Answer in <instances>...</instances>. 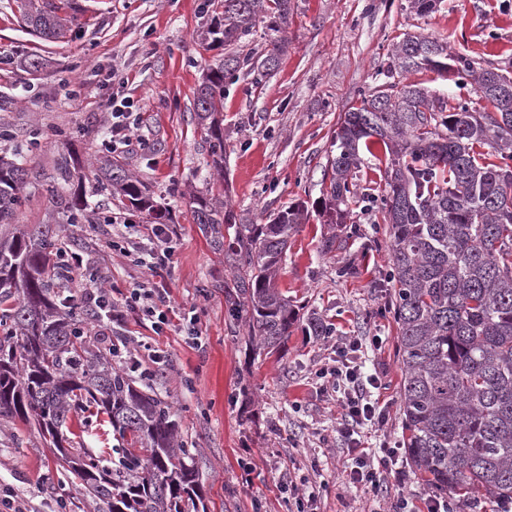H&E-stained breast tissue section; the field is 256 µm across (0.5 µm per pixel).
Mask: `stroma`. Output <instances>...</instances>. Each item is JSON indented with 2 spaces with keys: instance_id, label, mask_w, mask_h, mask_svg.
I'll list each match as a JSON object with an SVG mask.
<instances>
[{
  "instance_id": "stroma-1",
  "label": "stroma",
  "mask_w": 512,
  "mask_h": 512,
  "mask_svg": "<svg viewBox=\"0 0 512 512\" xmlns=\"http://www.w3.org/2000/svg\"><path fill=\"white\" fill-rule=\"evenodd\" d=\"M74 25L48 41L27 29L15 0H0V152L27 151V166L50 177L61 155L78 167L88 158L123 161L170 212L176 246L171 271L158 279L169 288L176 313L198 311L205 342L186 344L179 326L155 334L150 323L128 315L122 335L156 344L170 364L149 385L170 407L178 440L189 448L207 512H386L390 500L414 504L433 491L401 464L403 480L381 471L376 488L353 487L344 472L353 465L337 433L341 410L322 392L315 371L331 362L330 343L309 335L305 322L292 329L284 352L252 349L243 319L230 315L225 283L234 278L224 255L193 218V198L227 200L244 223L263 224L297 202L309 212L288 242L277 268L278 288L306 311L331 324L335 335L361 337L363 376L379 377L375 396L387 408L383 424L361 430L367 452L401 443V370L396 325L386 308L383 283L390 242L381 215L367 198L351 200L345 248L326 253L330 227L314 208L322 195L333 137L341 115L359 105L385 70L405 33L447 40L452 54L475 68L512 72V0H439L420 16L408 0H291L288 50L272 75L242 71L228 85L218 116L224 127V170L211 165L209 147L194 120V100L204 72L228 49L204 35L220 0H52ZM39 59L41 67L26 68ZM408 81L484 109L471 79L429 70ZM139 115L141 144L113 143V99ZM17 221L62 224L85 252L111 254L112 298L121 301L142 271L110 241L138 237L143 214H130L118 197L88 194L79 224L53 202L45 186L29 184ZM116 219L104 225V217ZM69 445L109 455L118 440L94 408L73 417ZM295 487L278 489L280 472ZM0 491L32 501L39 512H93L75 477L33 426L0 418Z\"/></svg>"
}]
</instances>
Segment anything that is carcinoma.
Here are the masks:
<instances>
[{
  "label": "carcinoma",
  "mask_w": 512,
  "mask_h": 512,
  "mask_svg": "<svg viewBox=\"0 0 512 512\" xmlns=\"http://www.w3.org/2000/svg\"><path fill=\"white\" fill-rule=\"evenodd\" d=\"M25 24L52 38L63 28L56 6L19 0ZM222 19L207 30L212 41L233 45L267 22L269 49L251 63L234 54L209 69L195 98L212 166L224 167V129L215 117L224 84L245 65L273 71L288 51L291 0H222ZM451 69L473 78L489 111L452 105L402 75ZM382 83L340 117L336 155L322 201L327 222L344 224L342 208L358 194L357 172L381 146L388 155L380 203L391 243L389 307L397 323L402 373L401 415L405 454L415 474L439 492L479 494L495 505L512 503V77L477 70L448 52V43L405 34ZM488 145L502 163L474 150ZM41 174L15 156L0 155V417L34 424L49 438L91 498L95 512H189L203 502L199 476L176 444V421L167 403L112 368L79 331L87 307L65 295V242L56 224L15 228L23 187ZM95 184L160 224L166 212L149 188L121 162L105 159ZM69 213L84 217L83 194L65 198ZM195 223L234 269L226 298L245 317L248 340L282 352L300 312L276 287L275 272L288 241L307 216L300 202L267 224H239L224 202L195 198ZM91 405L107 416L121 447L103 460L65 448L73 413Z\"/></svg>",
  "instance_id": "obj_1"
}]
</instances>
